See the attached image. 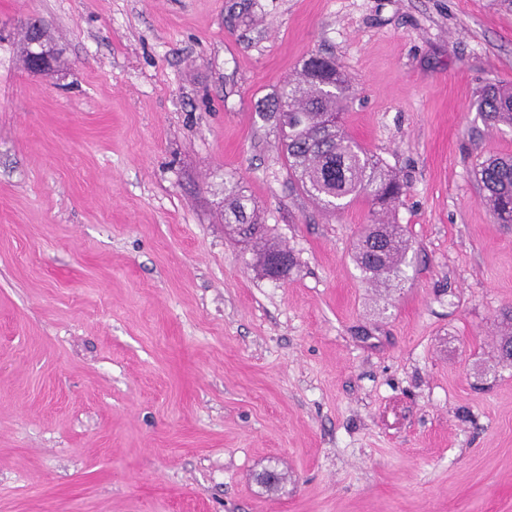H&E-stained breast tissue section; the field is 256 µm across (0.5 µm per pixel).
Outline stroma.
Here are the masks:
<instances>
[{"label":"stroma","instance_id":"35a3bbf8","mask_svg":"<svg viewBox=\"0 0 512 512\" xmlns=\"http://www.w3.org/2000/svg\"><path fill=\"white\" fill-rule=\"evenodd\" d=\"M313 55L406 186L386 282L354 262L368 203L317 206L266 115ZM490 85L512 0H0V512H512ZM228 182L287 279L225 227ZM27 65L31 72L41 73L50 70L56 61L53 49L44 47L43 37L38 27H31L26 31Z\"/></svg>","mask_w":512,"mask_h":512}]
</instances>
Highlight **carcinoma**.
<instances>
[{
    "instance_id": "obj_1",
    "label": "carcinoma",
    "mask_w": 512,
    "mask_h": 512,
    "mask_svg": "<svg viewBox=\"0 0 512 512\" xmlns=\"http://www.w3.org/2000/svg\"><path fill=\"white\" fill-rule=\"evenodd\" d=\"M353 97L336 60L316 55L304 64L301 78L285 84L273 101L272 114L281 128L288 169L308 197L332 212L362 199L372 213L380 214L367 225L355 250L360 269L379 281L397 274L408 249L402 226L385 219L399 204L405 185L343 127L341 115ZM481 109L489 123L512 126V87L486 90ZM478 175L499 223L512 224V156H489L480 163ZM224 193L234 232L254 241L261 265L271 256L283 257V265L266 274L276 280L286 277L294 264L292 254L263 236L249 208L251 199L237 186L224 185Z\"/></svg>"
}]
</instances>
